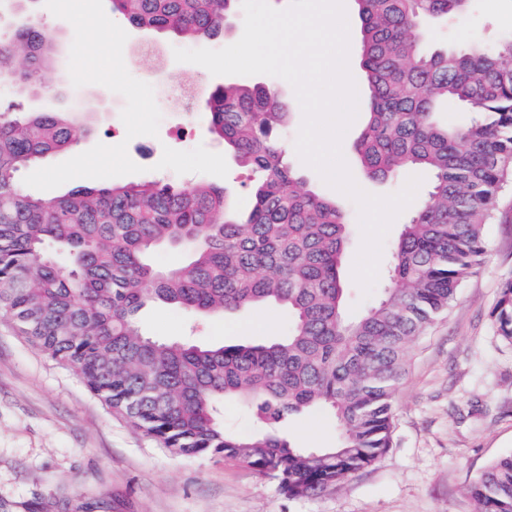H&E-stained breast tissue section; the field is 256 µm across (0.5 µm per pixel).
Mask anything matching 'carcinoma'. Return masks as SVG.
I'll return each mask as SVG.
<instances>
[{
    "instance_id": "carcinoma-1",
    "label": "carcinoma",
    "mask_w": 512,
    "mask_h": 512,
    "mask_svg": "<svg viewBox=\"0 0 512 512\" xmlns=\"http://www.w3.org/2000/svg\"><path fill=\"white\" fill-rule=\"evenodd\" d=\"M30 2L8 0L22 23L0 36V86L15 92L41 88L56 59L55 36ZM111 2L131 26L192 45L223 34L239 0ZM356 2L369 111L355 157L373 180L420 170L431 189L402 225L380 300L355 317L341 278L346 215L287 161L279 132L288 103L269 84L226 82L206 100L209 133L254 173L245 210L227 187L153 178L33 195L20 170L74 149L92 127L76 111L0 112V316L171 454L241 460L290 497L333 487L390 447L407 348L483 264L484 227L512 183V32L426 51L434 22L463 16L471 0ZM451 103L469 121L443 122ZM163 246L184 249L187 262L152 264ZM269 304L291 319L286 335L262 342H167L138 326L155 306L207 319ZM492 318L512 345V279ZM232 402L253 412L256 434L224 427L220 412ZM315 410L336 418V447L299 448L284 433ZM468 493L477 512H512V455Z\"/></svg>"
}]
</instances>
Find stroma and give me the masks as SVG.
Returning <instances> with one entry per match:
<instances>
[{
    "mask_svg": "<svg viewBox=\"0 0 512 512\" xmlns=\"http://www.w3.org/2000/svg\"><path fill=\"white\" fill-rule=\"evenodd\" d=\"M510 32L512 0H497L492 11L484 0H472L467 15L450 18L433 43L489 41ZM269 82L291 112L284 134L290 162L315 191L338 197L347 216L342 276L347 312L357 315L380 296L376 290L364 295L353 279L361 244L358 207L301 164L294 148L301 106L287 81L273 76ZM68 96L91 112L95 124L94 135L80 139L74 152L119 144L123 96L97 84L72 88ZM177 125L192 132V141L171 135ZM360 131V122H353L341 144L354 181L374 195L397 193L404 180L373 181L360 174L352 152ZM199 145L224 153L227 177L158 169L164 148L187 151ZM127 153L156 180L223 185L239 204L248 200L251 170L188 114H163L157 136L134 137ZM484 238L483 264L447 314L407 350L406 373L393 394L391 448L315 496H284L270 477L235 459L170 454L111 413L78 375L0 320V512H476L468 486L491 461L512 453V345L501 341L491 317L502 283L512 279V189L501 197ZM288 320L287 309L276 305L201 323L183 310L155 307L141 315L139 326L143 334L164 341L229 345L285 335ZM288 433L298 447L332 448L338 428L330 414L315 413L292 421Z\"/></svg>",
    "mask_w": 512,
    "mask_h": 512,
    "instance_id": "obj_1",
    "label": "stroma"
}]
</instances>
